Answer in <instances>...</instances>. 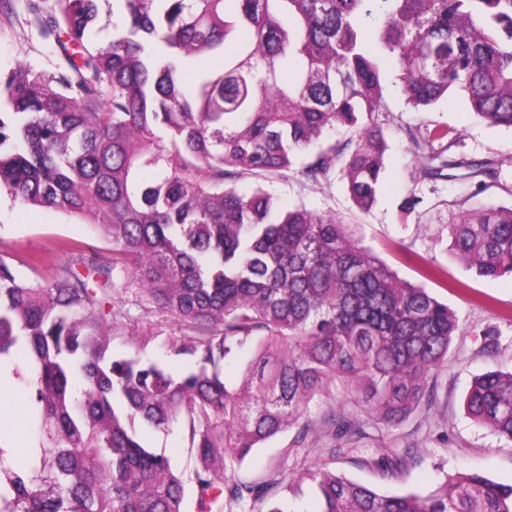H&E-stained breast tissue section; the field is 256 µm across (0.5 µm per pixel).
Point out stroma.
<instances>
[{"label": "stroma", "instance_id": "1", "mask_svg": "<svg viewBox=\"0 0 512 512\" xmlns=\"http://www.w3.org/2000/svg\"><path fill=\"white\" fill-rule=\"evenodd\" d=\"M34 70H53L57 59L27 21L22 0L0 5V76L19 63ZM380 113L388 150L383 188L373 207L359 211L340 179L312 183L291 170L274 179V193L290 205H305L317 213H333L380 255L400 278L427 288L458 315L459 329L447 362L436 373L429 405L392 425L373 414L357 397L330 387L314 410V426L304 441L295 431L271 441L234 471L246 481L285 471L330 470L366 484L379 493L420 492L436 488L445 475L482 474L512 484V445L489 429L475 425L464 413L462 399L473 376L487 370H512V277H477L447 251L448 226L459 211L481 206H512V128L490 126L467 109L462 100L443 102L429 110L408 105L395 86L385 93ZM447 129L435 150L458 162L455 177L420 179L411 153L409 130ZM472 161L490 163L492 177L478 181L469 175ZM420 204L405 214L407 194ZM110 255L111 247L97 230L78 217L15 201L0 190V254L13 259H43L42 277H50L56 260L70 253ZM119 307L128 310L126 330L149 331L162 325L166 333L179 330L163 314L140 304L134 293L121 294ZM495 345H488L487 335ZM336 449L328 458L327 449ZM406 454V466L391 470L374 466L380 455Z\"/></svg>", "mask_w": 512, "mask_h": 512}]
</instances>
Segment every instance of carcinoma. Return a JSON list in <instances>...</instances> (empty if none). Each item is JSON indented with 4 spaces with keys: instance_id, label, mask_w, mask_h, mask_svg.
Masks as SVG:
<instances>
[{
    "instance_id": "obj_1",
    "label": "carcinoma",
    "mask_w": 512,
    "mask_h": 512,
    "mask_svg": "<svg viewBox=\"0 0 512 512\" xmlns=\"http://www.w3.org/2000/svg\"><path fill=\"white\" fill-rule=\"evenodd\" d=\"M98 2L26 0L60 62L0 78V189L112 244L49 279L40 258L19 262L27 275L0 256V358L40 432L22 471L3 467L0 447V512H288V495L305 493L315 512H512V484L479 473L427 494H379L325 468L305 483L226 477L276 436L308 431L332 385L390 422L429 403L455 311L342 220L282 206L265 181L297 164L315 183L338 175L369 210L389 65L413 107L457 95L512 127V0H113L123 23L93 44ZM338 127L349 138L326 140ZM443 137L410 134L421 177H446L426 149ZM448 228L477 276L512 275V206L463 211ZM129 289L181 331H150L159 358L121 336L114 300ZM246 348L232 386L224 368ZM464 408L512 444V371L474 376ZM146 428L182 433L192 475L147 445Z\"/></svg>"
}]
</instances>
